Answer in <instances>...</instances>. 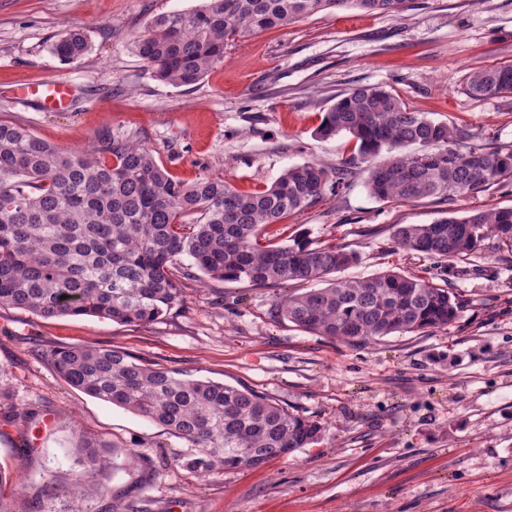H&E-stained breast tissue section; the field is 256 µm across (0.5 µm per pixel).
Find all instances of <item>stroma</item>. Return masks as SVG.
Segmentation results:
<instances>
[{
  "instance_id": "35a3bbf8",
  "label": "stroma",
  "mask_w": 512,
  "mask_h": 512,
  "mask_svg": "<svg viewBox=\"0 0 512 512\" xmlns=\"http://www.w3.org/2000/svg\"><path fill=\"white\" fill-rule=\"evenodd\" d=\"M401 17L321 12L224 48L199 83L154 79L134 41L159 14L198 0H0V120L62 148L105 128L137 138L176 178L221 175L243 192L290 166L336 168L354 140L315 130L338 95L379 85L412 110L466 128L472 142L512 149V95L470 96L468 76L512 64V0H418ZM81 30L88 52L53 53ZM68 79L69 111L20 97L27 83ZM356 167L345 186L271 225L266 239L333 240L360 254L356 279L393 269L460 292L444 330L353 346L269 314L272 290L181 281L182 304L145 326L96 317L44 319L0 308V471L20 478V512H506L512 505V249L485 240L468 261L404 250L394 225L429 224L446 207L380 200ZM124 349L183 377L257 391L322 422L309 448L202 478L173 467L182 441L70 387L54 349ZM142 454L130 467L76 476L74 428ZM88 49L85 35L77 30L65 33L53 44V53L67 63L80 59Z\"/></svg>"
}]
</instances>
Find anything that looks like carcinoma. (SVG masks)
I'll return each mask as SVG.
<instances>
[{
  "mask_svg": "<svg viewBox=\"0 0 512 512\" xmlns=\"http://www.w3.org/2000/svg\"><path fill=\"white\" fill-rule=\"evenodd\" d=\"M414 0H203L194 9L160 14L135 41L152 76L185 87L224 60V46L319 12L357 9L399 17ZM89 49L77 30L53 53L62 62ZM473 97L512 94V64L475 71ZM345 133L358 145L350 165L287 168L270 186L240 192L224 177L175 179L153 150L104 129L82 150L61 149L25 126L0 121V307L41 318L97 317L137 326L183 303L175 276L247 282L275 288L322 282L359 261L334 243H260L270 224L320 202L345 185L350 167L369 164L377 198L452 204L512 180V149L471 146L469 131L406 107L382 86H358L327 110L316 135ZM416 150H410V147ZM388 157L372 162L382 152ZM406 250L441 261L468 260L489 238L512 247V207L449 213L430 224H396ZM189 263L181 264V258ZM463 295L429 279L383 271L324 288L276 296L272 313L318 336L352 345L393 333L444 329L459 316ZM71 387L164 427L188 451L174 465L206 477L256 467L319 443L325 428L251 390L181 377L150 367L111 346L62 347L52 354ZM81 471H103L115 446L72 431ZM0 512H20L10 476L0 472Z\"/></svg>",
  "mask_w": 512,
  "mask_h": 512,
  "instance_id": "1",
  "label": "carcinoma"
}]
</instances>
